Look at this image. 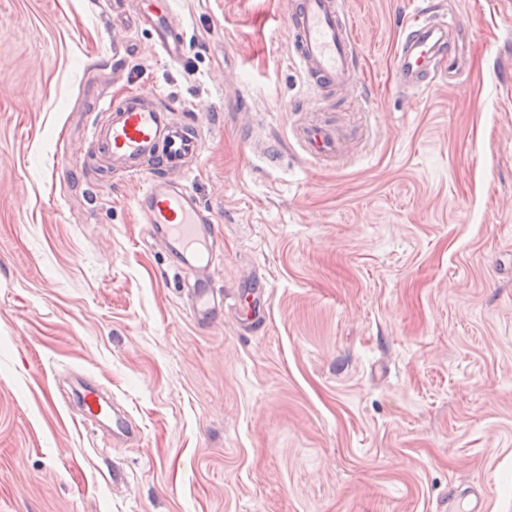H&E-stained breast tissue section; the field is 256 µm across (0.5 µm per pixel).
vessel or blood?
<instances>
[{"mask_svg":"<svg viewBox=\"0 0 512 512\" xmlns=\"http://www.w3.org/2000/svg\"><path fill=\"white\" fill-rule=\"evenodd\" d=\"M139 25L150 28L163 53L183 58L186 45L170 9L139 12ZM289 55L299 66L311 98L299 101L289 113V133L303 156L313 164L338 167L350 154L352 133L323 113L337 94L357 96L363 85V64L358 38L344 0H289L285 16ZM461 23L435 14L432 0H422L419 11L402 29L394 66L398 87L419 94L442 74L456 76L463 64ZM157 93L138 91L118 99H100L90 144L99 158L123 178H145L138 208L148 237L159 243L177 268L196 276L188 295L193 321L211 326L224 310V293L215 286L214 248L222 235L212 213L201 206L187 185L201 164L204 136L192 120L171 119ZM235 320L242 331L255 330L263 320L252 291L233 293ZM86 419L100 416L101 397L93 385L76 393ZM112 444L125 447L137 441L140 430L120 413L111 419ZM443 512H486L487 489L479 483L452 486L442 503Z\"/></svg>","mask_w":512,"mask_h":512,"instance_id":"b4317fda","label":"vessel or blood"}]
</instances>
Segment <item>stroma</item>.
Segmentation results:
<instances>
[{"label": "stroma", "instance_id": "obj_1", "mask_svg": "<svg viewBox=\"0 0 512 512\" xmlns=\"http://www.w3.org/2000/svg\"><path fill=\"white\" fill-rule=\"evenodd\" d=\"M288 2L173 0L176 64L104 0H0V512H438L470 482L512 512V0H435L470 57L414 106L392 53L418 0H345L368 97L332 107L362 136L338 169L288 144ZM154 88L203 130L216 282L264 279L256 331L195 324L142 179L89 147L98 95ZM76 375L138 444L81 420ZM110 423L113 447H126L137 441L140 434L139 427L127 416L113 410Z\"/></svg>", "mask_w": 512, "mask_h": 512}]
</instances>
